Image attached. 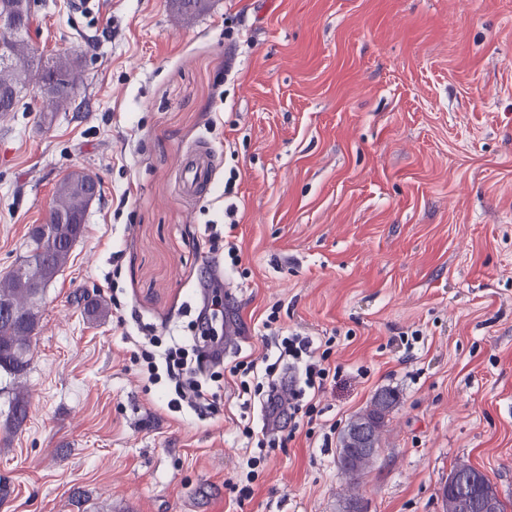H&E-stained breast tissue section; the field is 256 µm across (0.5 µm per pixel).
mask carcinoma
Listing matches in <instances>:
<instances>
[{
  "label": "carcinoma",
  "mask_w": 512,
  "mask_h": 512,
  "mask_svg": "<svg viewBox=\"0 0 512 512\" xmlns=\"http://www.w3.org/2000/svg\"><path fill=\"white\" fill-rule=\"evenodd\" d=\"M30 0H0V23L16 28L5 39L0 30V113L11 112L22 88L19 76L27 74L34 84L49 88L54 111L67 110L72 104V90L79 81L78 65L66 53H59L46 62L35 57L28 40ZM91 174L74 169L55 185L50 209L49 237L37 227L27 236L26 255L8 274L0 278V308H13L12 314L0 316V370L13 377L15 388L9 400L6 429L18 430L28 416L29 394L21 378L29 366V354L35 330L40 321L41 305L32 300L38 286L55 279L68 264L77 238L83 235L85 215L90 206L88 182ZM397 402L390 389L377 392L369 407L356 415L339 440L340 473L349 479H359L371 471L376 457L353 456L352 432L368 426L372 432V447H380V433L386 417Z\"/></svg>",
  "instance_id": "obj_1"
}]
</instances>
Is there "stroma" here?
Here are the masks:
<instances>
[{"label": "stroma", "mask_w": 512, "mask_h": 512, "mask_svg": "<svg viewBox=\"0 0 512 512\" xmlns=\"http://www.w3.org/2000/svg\"><path fill=\"white\" fill-rule=\"evenodd\" d=\"M70 2L37 0L30 31L35 55L76 58L70 109L44 126L28 88L0 114V276L66 173L100 193L41 302L14 433L0 373V512H344L339 437L386 388L365 512H443L460 461L512 512V0ZM203 139L217 177L193 197L179 158ZM213 226L240 256L216 268L214 328L237 333L201 419L130 356L189 335ZM90 299L117 308L93 321ZM273 310L338 374L251 467L270 435L229 369L262 356Z\"/></svg>", "instance_id": "obj_1"}]
</instances>
